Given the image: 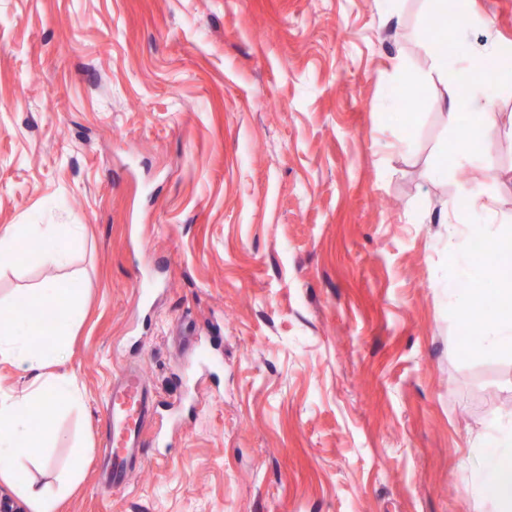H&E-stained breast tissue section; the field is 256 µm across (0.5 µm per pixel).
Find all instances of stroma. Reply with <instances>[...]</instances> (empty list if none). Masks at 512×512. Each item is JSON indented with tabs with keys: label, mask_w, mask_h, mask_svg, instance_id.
<instances>
[{
	"label": "stroma",
	"mask_w": 512,
	"mask_h": 512,
	"mask_svg": "<svg viewBox=\"0 0 512 512\" xmlns=\"http://www.w3.org/2000/svg\"><path fill=\"white\" fill-rule=\"evenodd\" d=\"M464 9L497 114L473 166L427 0H0V233L83 227L62 366L83 405L50 450L82 475L59 512H490L461 465L496 452L512 356L475 353L449 306L442 221L465 187L512 228V83L478 66L512 43V0ZM58 274L26 253L0 300ZM128 366L172 408L106 498L104 394Z\"/></svg>",
	"instance_id": "stroma-1"
}]
</instances>
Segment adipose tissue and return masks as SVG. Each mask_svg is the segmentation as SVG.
<instances>
[{
    "mask_svg": "<svg viewBox=\"0 0 512 512\" xmlns=\"http://www.w3.org/2000/svg\"><path fill=\"white\" fill-rule=\"evenodd\" d=\"M495 121L491 101L480 88H471L466 109L449 112L448 122L468 135L483 136ZM77 224H18L0 234V269L15 266L22 254L38 249L42 264L65 267L70 260L66 240L77 239ZM448 238L465 270L464 284H450L449 299L462 315L485 309L476 352L512 355V231L485 235L462 219L448 224ZM495 284L487 292L484 281ZM81 280L45 279L18 289L12 308L0 307V363L16 367L32 382L19 398L0 395V481L21 496L30 512H57L62 499L81 475L71 466L56 486H38L29 468L45 469L43 450L57 416L79 403V393L68 374L44 375L45 367L64 363L71 353L72 327L81 313ZM488 433L502 447L500 454L480 455L462 466L465 488L490 500L495 512H512V427L491 420Z\"/></svg>",
    "mask_w": 512,
    "mask_h": 512,
    "instance_id": "obj_1",
    "label": "adipose tissue"
}]
</instances>
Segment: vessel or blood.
<instances>
[{"mask_svg":"<svg viewBox=\"0 0 512 512\" xmlns=\"http://www.w3.org/2000/svg\"><path fill=\"white\" fill-rule=\"evenodd\" d=\"M150 385L134 367L125 368L106 392L103 450L105 466L97 482L98 493L108 496L125 489L138 461L149 446L146 427L149 419L167 410Z\"/></svg>","mask_w":512,"mask_h":512,"instance_id":"b4317fda","label":"vessel or blood"}]
</instances>
